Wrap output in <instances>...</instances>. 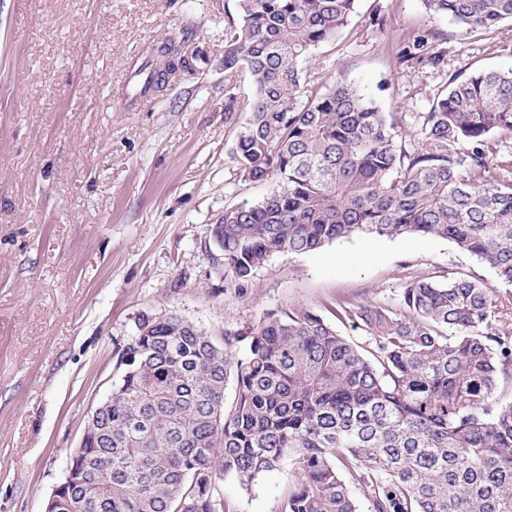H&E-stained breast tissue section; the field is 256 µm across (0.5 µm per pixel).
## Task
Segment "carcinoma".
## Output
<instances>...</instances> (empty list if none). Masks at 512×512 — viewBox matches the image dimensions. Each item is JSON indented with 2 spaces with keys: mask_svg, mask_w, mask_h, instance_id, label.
Masks as SVG:
<instances>
[{
  "mask_svg": "<svg viewBox=\"0 0 512 512\" xmlns=\"http://www.w3.org/2000/svg\"><path fill=\"white\" fill-rule=\"evenodd\" d=\"M425 2L465 32L512 20V0ZM354 10L239 0L224 26V72L254 86L233 159L244 179L278 186L214 225L225 271L244 282L277 253L422 234L512 282V183L491 174L490 146L512 134V69L452 80L409 157L344 81L302 91L301 64ZM177 54L157 48L142 92L163 89ZM336 313L360 320L366 351L310 309L270 310L222 346L177 315L142 318L52 512H224L225 476L248 488L290 451L295 482L278 512H512V406L495 397L512 384V300L493 302L474 279L415 277L397 307L342 298ZM235 343L247 346L236 360L224 349Z\"/></svg>",
  "mask_w": 512,
  "mask_h": 512,
  "instance_id": "obj_1",
  "label": "carcinoma"
}]
</instances>
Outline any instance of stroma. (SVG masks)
<instances>
[{"instance_id": "obj_1", "label": "stroma", "mask_w": 512, "mask_h": 512, "mask_svg": "<svg viewBox=\"0 0 512 512\" xmlns=\"http://www.w3.org/2000/svg\"><path fill=\"white\" fill-rule=\"evenodd\" d=\"M238 0H0V512H43L142 316H180L216 342L271 309L317 312L359 346L368 337L337 298L398 305L411 277L512 283L454 244L358 235L277 254L251 279L224 273L213 226L274 181L242 178L233 159L249 119L248 74L227 82L224 24ZM427 43L404 55L415 35ZM185 68L141 95L162 42ZM512 68V22L462 32L424 0H356L335 39L303 65L323 92L343 78L376 102L412 152L420 113L452 79ZM292 456L251 489L223 483L231 512H278Z\"/></svg>"}]
</instances>
